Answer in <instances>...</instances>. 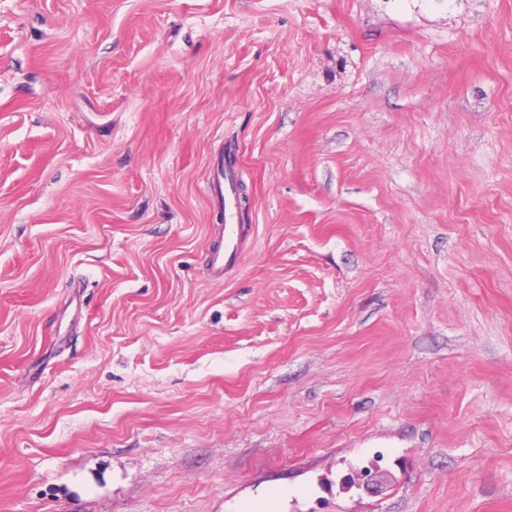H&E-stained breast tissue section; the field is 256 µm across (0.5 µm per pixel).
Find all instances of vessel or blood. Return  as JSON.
<instances>
[{"mask_svg": "<svg viewBox=\"0 0 512 512\" xmlns=\"http://www.w3.org/2000/svg\"><path fill=\"white\" fill-rule=\"evenodd\" d=\"M238 189L236 156L229 151L223 163L215 166L214 176L205 187L206 193L218 200L223 208V222L206 262L208 274L215 280L223 279L225 274L239 265L242 258V244L248 229L239 222L236 204Z\"/></svg>", "mask_w": 512, "mask_h": 512, "instance_id": "b4317fda", "label": "vessel or blood"}]
</instances>
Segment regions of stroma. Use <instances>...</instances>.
I'll return each instance as SVG.
<instances>
[{
	"instance_id": "obj_1",
	"label": "stroma",
	"mask_w": 512,
	"mask_h": 512,
	"mask_svg": "<svg viewBox=\"0 0 512 512\" xmlns=\"http://www.w3.org/2000/svg\"><path fill=\"white\" fill-rule=\"evenodd\" d=\"M265 497L512 512V0H0V512ZM238 189L236 154L229 149L224 154V162L215 166L214 176L205 187L206 193L218 200L223 208V224L219 226L217 239L206 256L207 271L214 280L223 279L225 274L239 265L242 258V244L248 228L239 224L236 204Z\"/></svg>"
}]
</instances>
